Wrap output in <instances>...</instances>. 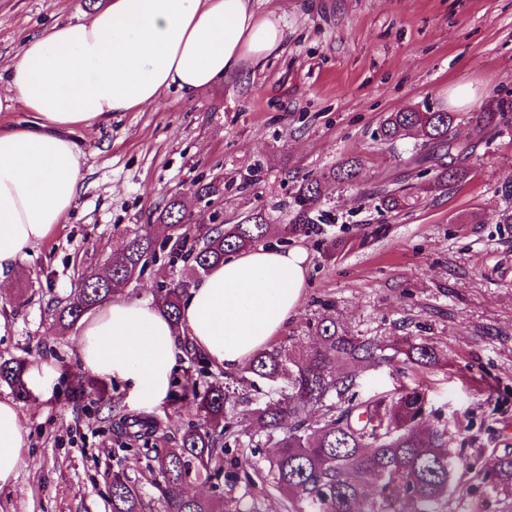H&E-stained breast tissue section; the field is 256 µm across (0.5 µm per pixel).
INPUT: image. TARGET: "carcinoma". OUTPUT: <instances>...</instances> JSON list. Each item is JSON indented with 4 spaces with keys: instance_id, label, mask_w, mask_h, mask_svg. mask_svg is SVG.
Segmentation results:
<instances>
[{
    "instance_id": "cac0c4a2",
    "label": "carcinoma",
    "mask_w": 512,
    "mask_h": 512,
    "mask_svg": "<svg viewBox=\"0 0 512 512\" xmlns=\"http://www.w3.org/2000/svg\"><path fill=\"white\" fill-rule=\"evenodd\" d=\"M503 105L490 101L477 113L476 125L484 129L497 121ZM452 112L409 108L391 112L382 120L378 138L397 141L413 132L423 140L424 150L411 161L432 175V185L442 192L466 179L464 162L473 154V142L455 139ZM359 161L346 159L318 176L297 181L289 204L288 223L283 238L290 233H306L312 224L322 223L323 185L330 181L353 182ZM226 184L199 183L192 192L197 199L222 194ZM401 188H387L380 206L394 211L408 205ZM187 200L171 196L159 211L157 221L167 225L175 238L170 263L183 264L184 278L160 292L158 303L173 321L179 320L182 296L191 284L226 257L265 243L270 214L255 209L234 224L191 226L187 224ZM156 254V240L150 233L136 234L112 253L105 278L84 273L82 286L56 313L64 331L90 309L104 303L112 291L132 278L143 275ZM318 343L305 349L273 347L256 353L244 368L238 385L256 386L259 381L286 383L279 397L252 399L249 413L261 437L243 435L236 429L230 382L215 380L197 392V384L184 387L183 395L196 401L201 422L188 426L177 447L154 448L153 462L161 478L160 493L166 512H261L256 501L224 499L221 478L224 455L230 448L246 452L231 466L238 481L250 486L255 458L263 449H275L264 479L281 491L288 512H443L452 490L459 461L448 450L447 430L424 424L428 400L417 388L403 387L393 396L358 397L357 369L391 366L397 359L418 367L439 364L440 354L433 341L415 336H393L381 340L357 336L339 327L332 305L323 304V313L312 324ZM25 362H0V381L14 387L25 398ZM120 429L127 435L143 437L156 426L144 417L125 418ZM211 485L214 495L189 496L181 486L190 474ZM484 479L505 494H512V451L494 458ZM112 512H147L139 491L127 478L116 474L112 480Z\"/></svg>"
}]
</instances>
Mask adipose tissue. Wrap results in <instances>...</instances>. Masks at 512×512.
I'll list each match as a JSON object with an SVG mask.
<instances>
[{
	"instance_id": "1",
	"label": "adipose tissue",
	"mask_w": 512,
	"mask_h": 512,
	"mask_svg": "<svg viewBox=\"0 0 512 512\" xmlns=\"http://www.w3.org/2000/svg\"><path fill=\"white\" fill-rule=\"evenodd\" d=\"M275 13L252 0H108L79 23L27 38L0 72V112L33 119L0 127V272L64 221L84 189L74 128L156 104L171 89L196 98L243 64L281 51ZM307 253L260 246L212 267L188 291L179 326L148 299L114 297L80 332L82 366L129 381L143 404L165 398L180 338L225 373L267 348L298 312ZM26 431L16 404L0 400V489L15 484Z\"/></svg>"
}]
</instances>
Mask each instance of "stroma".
<instances>
[{"label":"stroma","instance_id":"stroma-1","mask_svg":"<svg viewBox=\"0 0 512 512\" xmlns=\"http://www.w3.org/2000/svg\"><path fill=\"white\" fill-rule=\"evenodd\" d=\"M107 0H0V69L24 37L59 21L81 22ZM275 12L287 33L283 52L263 67L244 68L197 99L176 91L138 112H118L103 127L81 128L84 191L63 224L16 269L0 274V358L46 363L59 373L50 394L18 401L27 431L16 484L0 490V512H111L120 473L165 512L153 486L144 442L117 436L112 423L139 416L156 423L159 446L175 447L197 422L180 401L201 373L224 376L199 356L179 359L165 399L145 406L126 382L87 379L79 326L58 332L56 308L82 274L106 270L112 253L154 223L164 201L202 179L238 180L261 162V182L243 192L193 205L192 225L220 212L232 224L256 208L286 223L294 186L348 158L360 162L350 184L325 187L323 224L289 237L308 253L309 282L297 315L273 345L315 343L309 321L333 303L341 327L377 338H431L441 363L397 375L359 372L358 393L423 389L434 416L448 424V446L464 466L446 512H512V495L485 483L493 449H512V0H255ZM470 85L471 108H454L452 91ZM504 102L497 126L473 121L490 99ZM456 112L460 138L477 140L468 176L447 192L427 191L411 172L420 139H378L385 113L412 106ZM409 186L411 203L380 208L385 181ZM181 265L158 251L120 294L157 300L180 278Z\"/></svg>","mask_w":512,"mask_h":512}]
</instances>
